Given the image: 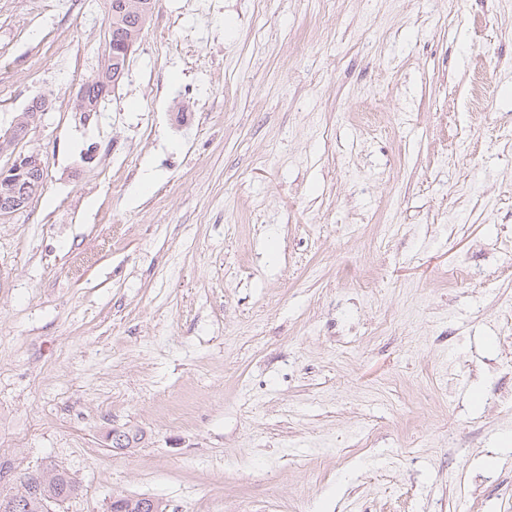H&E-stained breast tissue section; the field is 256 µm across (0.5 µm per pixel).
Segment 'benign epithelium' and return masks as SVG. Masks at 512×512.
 <instances>
[{
    "label": "benign epithelium",
    "mask_w": 512,
    "mask_h": 512,
    "mask_svg": "<svg viewBox=\"0 0 512 512\" xmlns=\"http://www.w3.org/2000/svg\"><path fill=\"white\" fill-rule=\"evenodd\" d=\"M37 102L40 104L39 110L24 112L0 137V151L12 152L11 163L14 164L13 169L6 168L0 172V206L10 211L25 209L28 204L27 193L18 191V186H16L12 175L18 173L39 174L44 167V162L39 155L16 150L18 143L27 138L33 125L42 119L48 109L46 98L39 97ZM59 470L58 466L42 467L21 477L16 491L0 505V508L5 512H19L26 504L37 499L40 501L42 512H52L51 505L56 503V499L48 495L47 489Z\"/></svg>",
    "instance_id": "benign-epithelium-1"
}]
</instances>
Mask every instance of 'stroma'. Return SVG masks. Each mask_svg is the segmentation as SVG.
<instances>
[{
    "instance_id": "35a3bbf8",
    "label": "stroma",
    "mask_w": 512,
    "mask_h": 512,
    "mask_svg": "<svg viewBox=\"0 0 512 512\" xmlns=\"http://www.w3.org/2000/svg\"><path fill=\"white\" fill-rule=\"evenodd\" d=\"M62 3L0 0V131L49 100L43 192L0 216L14 479L75 475L55 512H512V0H157L87 118L107 23Z\"/></svg>"
}]
</instances>
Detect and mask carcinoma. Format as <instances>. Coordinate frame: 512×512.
<instances>
[{
	"label": "carcinoma",
	"mask_w": 512,
	"mask_h": 512,
	"mask_svg": "<svg viewBox=\"0 0 512 512\" xmlns=\"http://www.w3.org/2000/svg\"><path fill=\"white\" fill-rule=\"evenodd\" d=\"M142 12L139 15L126 13L118 7L120 0H104V5H112V8L105 9V17L108 26V40L104 54V64L94 75L88 76L84 83L87 84V112L100 111V105L109 93L112 92V83L104 84L100 82L101 76L112 78V73L120 70L127 72L129 62L120 52L121 45L128 36L129 32L144 29V25L151 17L156 5V0H141ZM49 494L60 498L64 503L69 500V478L65 473H60L54 480V484L49 487Z\"/></svg>",
	"instance_id": "1"
}]
</instances>
